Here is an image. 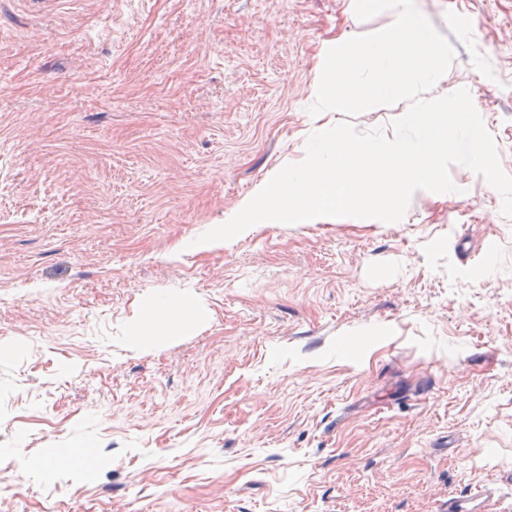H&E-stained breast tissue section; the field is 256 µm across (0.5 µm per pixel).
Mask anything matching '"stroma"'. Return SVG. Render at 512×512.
I'll return each mask as SVG.
<instances>
[{
	"mask_svg": "<svg viewBox=\"0 0 512 512\" xmlns=\"http://www.w3.org/2000/svg\"><path fill=\"white\" fill-rule=\"evenodd\" d=\"M418 2L454 49L432 96L468 90L512 176V0ZM393 21L0 0V512H512V218L481 176L197 242L335 125L327 51ZM160 300L189 321L138 338Z\"/></svg>",
	"mask_w": 512,
	"mask_h": 512,
	"instance_id": "stroma-1",
	"label": "stroma"
}]
</instances>
